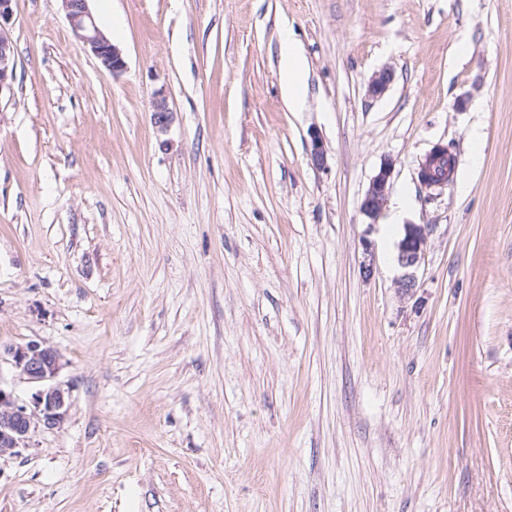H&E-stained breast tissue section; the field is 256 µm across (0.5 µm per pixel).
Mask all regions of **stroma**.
Listing matches in <instances>:
<instances>
[{"label": "stroma", "mask_w": 512, "mask_h": 512, "mask_svg": "<svg viewBox=\"0 0 512 512\" xmlns=\"http://www.w3.org/2000/svg\"><path fill=\"white\" fill-rule=\"evenodd\" d=\"M89 6L118 75L13 4L0 344L58 351L70 409L0 457V512H512V0ZM438 145L467 185L419 183ZM280 68L282 92L293 112L303 109L308 88V63L305 55L288 35L281 40ZM391 162L381 166L378 174L372 179L369 189L361 203V210L371 220H376L381 214L391 190ZM426 233L424 227L408 225L404 238L398 244L397 261L404 270L398 279V290L402 295L413 296L416 289V270L424 255Z\"/></svg>", "instance_id": "35a3bbf8"}]
</instances>
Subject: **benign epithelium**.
<instances>
[{"instance_id":"benign-epithelium-1","label":"benign epithelium","mask_w":512,"mask_h":512,"mask_svg":"<svg viewBox=\"0 0 512 512\" xmlns=\"http://www.w3.org/2000/svg\"><path fill=\"white\" fill-rule=\"evenodd\" d=\"M74 35L87 46L99 60L103 69L114 76L125 67L120 49L98 26L89 8V0H61ZM13 15L12 0H0V94L12 88L15 76L14 42L9 23ZM393 80L386 70L372 76L369 82L371 95H383ZM154 123H167L170 108L166 96L158 91L150 102ZM391 163L381 166L372 179L361 203V210L371 220L381 214L391 190ZM425 229L417 224L407 227L398 244L397 261L404 270L398 279V290L405 296L414 295L416 270L424 255ZM5 354L13 369L33 387L30 402L19 403L12 391L0 386V456L27 448L32 434L40 427L52 429L60 426L69 410V391L55 382L61 363L58 354L50 347L36 341L8 347Z\"/></svg>"}]
</instances>
